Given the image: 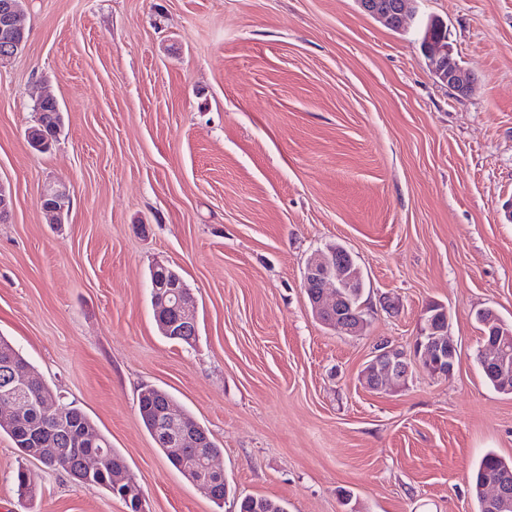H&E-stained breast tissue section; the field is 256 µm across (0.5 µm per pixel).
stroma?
Returning a JSON list of instances; mask_svg holds the SVG:
<instances>
[{
    "label": "stroma",
    "mask_w": 512,
    "mask_h": 512,
    "mask_svg": "<svg viewBox=\"0 0 512 512\" xmlns=\"http://www.w3.org/2000/svg\"><path fill=\"white\" fill-rule=\"evenodd\" d=\"M395 31L356 0H25L0 64V336L126 460L144 512H477L470 474L512 460V395L476 359L477 311L512 322V0H417ZM475 78L442 85L422 19ZM64 122L25 137L41 95ZM68 184L65 223L39 203ZM342 243L365 274L363 335L323 327L302 272ZM179 272L193 344L166 338L150 270ZM449 314L453 374L367 388L376 345L412 351ZM168 391L222 453L216 505L157 448L140 390ZM35 492L23 507L15 475ZM0 512H129L0 435ZM238 506V512H287L282 502L263 497H245Z\"/></svg>",
    "instance_id": "stroma-1"
}]
</instances>
